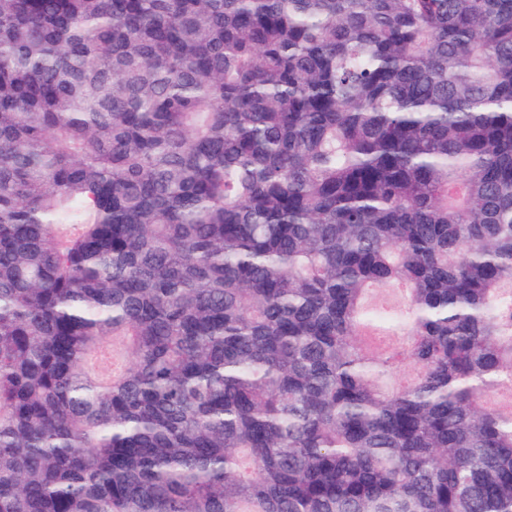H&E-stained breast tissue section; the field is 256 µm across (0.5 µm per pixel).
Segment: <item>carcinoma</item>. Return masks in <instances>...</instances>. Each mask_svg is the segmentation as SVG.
<instances>
[{
    "instance_id": "1",
    "label": "carcinoma",
    "mask_w": 512,
    "mask_h": 512,
    "mask_svg": "<svg viewBox=\"0 0 512 512\" xmlns=\"http://www.w3.org/2000/svg\"><path fill=\"white\" fill-rule=\"evenodd\" d=\"M505 280L512 0H0V512H512Z\"/></svg>"
}]
</instances>
